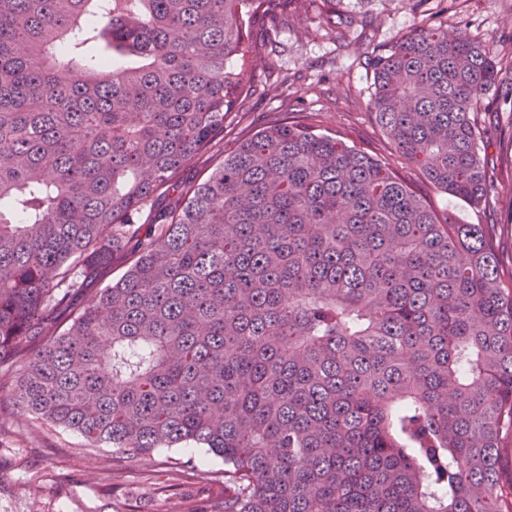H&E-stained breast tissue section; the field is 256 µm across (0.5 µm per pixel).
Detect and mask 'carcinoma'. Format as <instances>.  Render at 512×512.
Returning <instances> with one entry per match:
<instances>
[{"instance_id": "cac0c4a2", "label": "carcinoma", "mask_w": 512, "mask_h": 512, "mask_svg": "<svg viewBox=\"0 0 512 512\" xmlns=\"http://www.w3.org/2000/svg\"><path fill=\"white\" fill-rule=\"evenodd\" d=\"M303 2L0 0V388L128 462L223 458L221 506L186 512H512V287L483 225L308 123L180 182L251 89L252 27L272 45ZM371 67L406 164L486 201L476 112L512 105V67L424 21Z\"/></svg>"}]
</instances>
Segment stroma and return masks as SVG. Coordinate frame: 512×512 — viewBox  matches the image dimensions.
<instances>
[{"label": "stroma", "instance_id": "1", "mask_svg": "<svg viewBox=\"0 0 512 512\" xmlns=\"http://www.w3.org/2000/svg\"><path fill=\"white\" fill-rule=\"evenodd\" d=\"M343 23L328 25L318 4L305 6L281 26L279 48L267 68L256 72L240 114L210 148L191 162L181 179H203L225 149L277 120H312L318 132L343 135L387 162L439 214L458 224L488 230L505 269H512V143L502 130L512 126V108L485 101L478 114L494 190L478 206L425 186L387 144L368 108L372 74L365 53L387 44L421 20L445 23L468 33L501 66L512 64V0H339ZM288 81V96L276 90ZM79 435L41 424L13 409L0 392V512H184L183 492L202 491L218 502L224 487L211 483L223 460L202 448H161L107 478L111 449H82Z\"/></svg>", "mask_w": 512, "mask_h": 512}]
</instances>
